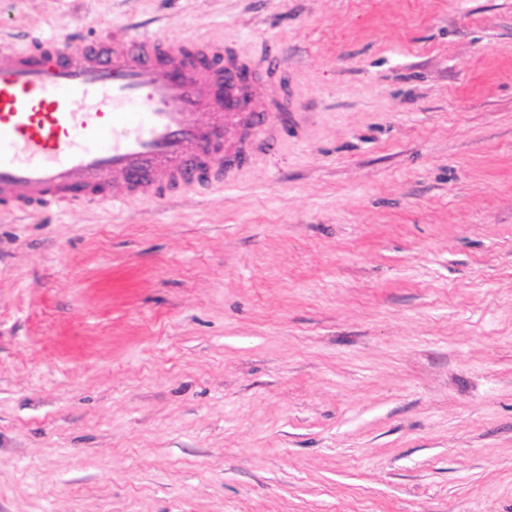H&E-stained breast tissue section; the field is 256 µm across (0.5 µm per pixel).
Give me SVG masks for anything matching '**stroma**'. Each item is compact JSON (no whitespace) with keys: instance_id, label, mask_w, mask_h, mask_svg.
Returning a JSON list of instances; mask_svg holds the SVG:
<instances>
[{"instance_id":"stroma-1","label":"stroma","mask_w":512,"mask_h":512,"mask_svg":"<svg viewBox=\"0 0 512 512\" xmlns=\"http://www.w3.org/2000/svg\"><path fill=\"white\" fill-rule=\"evenodd\" d=\"M116 30L274 53L304 124L0 211V512H512V0H0Z\"/></svg>"}]
</instances>
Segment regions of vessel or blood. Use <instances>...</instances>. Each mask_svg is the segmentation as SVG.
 Segmentation results:
<instances>
[{"mask_svg":"<svg viewBox=\"0 0 512 512\" xmlns=\"http://www.w3.org/2000/svg\"><path fill=\"white\" fill-rule=\"evenodd\" d=\"M248 72L209 44L187 52L146 35L71 50L55 36L0 48V210L89 200L171 198L177 187L242 166L224 147L230 106L215 88L261 97L283 89L269 59Z\"/></svg>","mask_w":512,"mask_h":512,"instance_id":"b4317fda","label":"vessel or blood"}]
</instances>
